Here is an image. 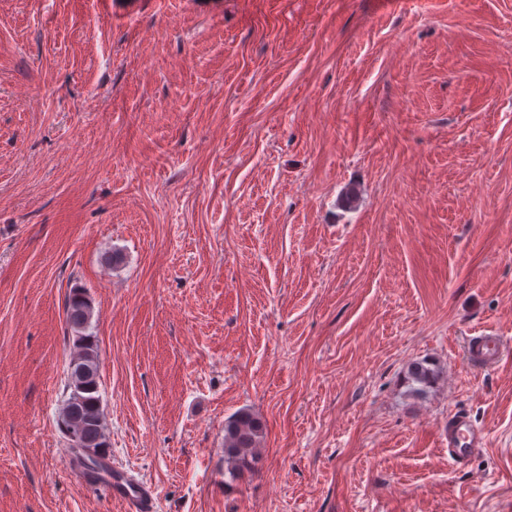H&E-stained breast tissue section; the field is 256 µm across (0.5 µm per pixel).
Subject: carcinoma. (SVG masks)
Segmentation results:
<instances>
[{"mask_svg": "<svg viewBox=\"0 0 512 512\" xmlns=\"http://www.w3.org/2000/svg\"><path fill=\"white\" fill-rule=\"evenodd\" d=\"M93 308L85 293L75 288L67 301V323L75 333L69 360L67 389L59 417V428L67 448L85 472L98 478L112 473L107 462L109 448L100 394L98 346L88 333ZM411 379L422 393L435 379V370L425 362L415 364ZM264 425L253 413L240 410L224 423V459L230 464L229 475L235 479L258 469L256 448L263 437Z\"/></svg>", "mask_w": 512, "mask_h": 512, "instance_id": "carcinoma-1", "label": "carcinoma"}]
</instances>
